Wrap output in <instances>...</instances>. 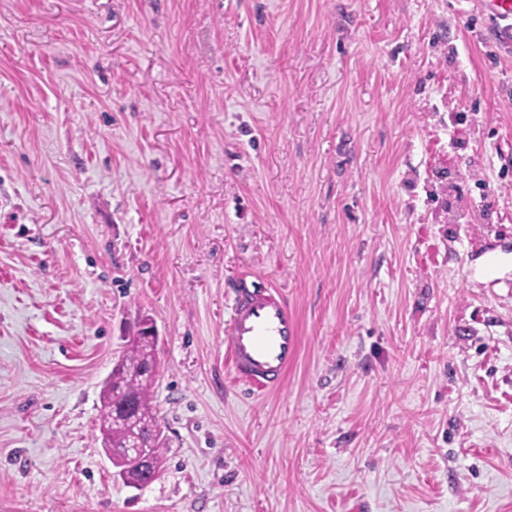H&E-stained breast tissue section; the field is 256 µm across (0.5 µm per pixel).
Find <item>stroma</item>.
Masks as SVG:
<instances>
[{
  "label": "stroma",
  "mask_w": 512,
  "mask_h": 512,
  "mask_svg": "<svg viewBox=\"0 0 512 512\" xmlns=\"http://www.w3.org/2000/svg\"><path fill=\"white\" fill-rule=\"evenodd\" d=\"M488 39L480 0H0V512H512ZM256 279L300 327L261 397L224 362ZM145 324L136 489L99 416Z\"/></svg>",
  "instance_id": "35a3bbf8"
}]
</instances>
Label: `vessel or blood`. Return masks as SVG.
Returning a JSON list of instances; mask_svg holds the SVG:
<instances>
[{
    "label": "vessel or blood",
    "mask_w": 512,
    "mask_h": 512,
    "mask_svg": "<svg viewBox=\"0 0 512 512\" xmlns=\"http://www.w3.org/2000/svg\"><path fill=\"white\" fill-rule=\"evenodd\" d=\"M493 42L512 45V0H482ZM224 349L234 378L256 393L279 389L299 356V325L284 294L261 282L233 292Z\"/></svg>",
    "instance_id": "b4317fda"
}]
</instances>
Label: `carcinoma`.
Instances as JSON below:
<instances>
[{
    "label": "carcinoma",
    "instance_id": "obj_1",
    "mask_svg": "<svg viewBox=\"0 0 512 512\" xmlns=\"http://www.w3.org/2000/svg\"><path fill=\"white\" fill-rule=\"evenodd\" d=\"M157 337L141 334L135 337L131 346L112 370L101 395L100 433L104 449L124 452L134 445L143 443L144 435L155 430L160 439L164 438L153 401L155 356ZM118 476L129 486L137 487L147 479L132 462L112 461Z\"/></svg>",
    "mask_w": 512,
    "mask_h": 512
}]
</instances>
